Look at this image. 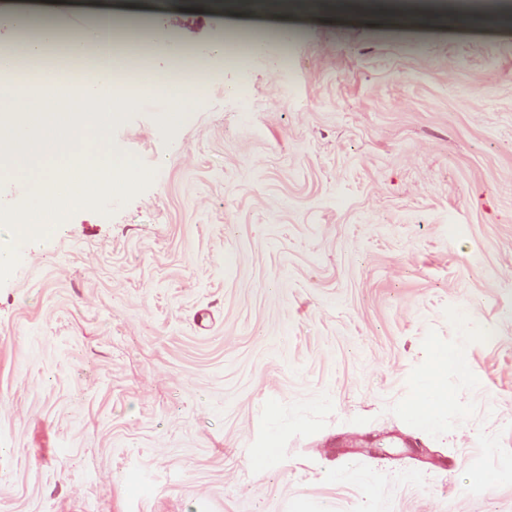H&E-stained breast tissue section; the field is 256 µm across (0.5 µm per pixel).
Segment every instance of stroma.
<instances>
[{"mask_svg": "<svg viewBox=\"0 0 512 512\" xmlns=\"http://www.w3.org/2000/svg\"><path fill=\"white\" fill-rule=\"evenodd\" d=\"M201 2L131 41L156 78L155 32L277 36L177 123L119 105L135 185L0 221V512H512V29ZM460 361V353L448 347H433L427 367L429 385L419 392L407 405V412L422 424L429 425L436 420L438 406L445 400L443 377L448 371V363ZM279 448L275 437H269L264 448H255L249 456L250 467L257 471H265L278 457Z\"/></svg>", "mask_w": 512, "mask_h": 512, "instance_id": "obj_1", "label": "stroma"}]
</instances>
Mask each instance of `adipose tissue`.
<instances>
[{"mask_svg": "<svg viewBox=\"0 0 512 512\" xmlns=\"http://www.w3.org/2000/svg\"><path fill=\"white\" fill-rule=\"evenodd\" d=\"M57 38L55 24L45 21L38 38L0 50V72L12 71L22 59L38 60ZM66 46L72 55L90 56L93 80L75 88L63 80L0 84V167L31 180L36 202L49 210V221L55 225L88 205L84 195L73 191L74 182L90 181L106 192L136 180L134 164L111 155L104 133L119 118L116 102L122 97L119 87L127 72L135 65L144 72L150 68L114 44L111 17L106 13L99 21L72 28ZM208 87L204 79L194 84L183 80L155 84V92L172 104L171 111L162 113V121L177 122ZM459 359L458 351L433 347L428 388L407 405L408 414L418 423L435 421L446 397L443 377L449 364Z\"/></svg>", "mask_w": 512, "mask_h": 512, "instance_id": "adipose-tissue-1", "label": "adipose tissue"}]
</instances>
